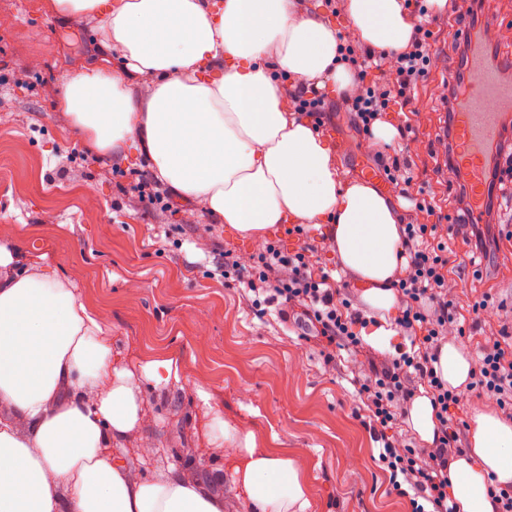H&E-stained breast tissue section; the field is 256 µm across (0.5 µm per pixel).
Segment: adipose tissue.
Masks as SVG:
<instances>
[{
  "instance_id": "ef3b65f1",
  "label": "adipose tissue",
  "mask_w": 512,
  "mask_h": 512,
  "mask_svg": "<svg viewBox=\"0 0 512 512\" xmlns=\"http://www.w3.org/2000/svg\"><path fill=\"white\" fill-rule=\"evenodd\" d=\"M46 12L95 15L105 55L73 70L55 106L98 151L126 142L189 207L254 241L277 225L328 224L341 267L380 325L364 340L391 348L397 305L390 280L401 218L374 186L349 178L307 122L288 117L279 74L348 92L345 40L391 52L409 44L404 0H345L348 39L298 13L295 0H45ZM143 80L133 99L112 55ZM105 320L78 303L72 280L21 262L0 244V512H224L206 482L131 474L112 448L144 418L142 391L179 382L181 360L144 359L133 377L112 358ZM465 388L474 364L448 340L435 365ZM466 450L448 465L460 512H496L491 486H512V423L474 409ZM211 440L231 446L232 486L250 512H309L297 456L259 449L254 433L215 417Z\"/></svg>"
}]
</instances>
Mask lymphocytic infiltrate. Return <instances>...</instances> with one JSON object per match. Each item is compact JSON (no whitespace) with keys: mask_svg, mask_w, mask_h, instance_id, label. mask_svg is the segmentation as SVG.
Wrapping results in <instances>:
<instances>
[{"mask_svg":"<svg viewBox=\"0 0 512 512\" xmlns=\"http://www.w3.org/2000/svg\"><path fill=\"white\" fill-rule=\"evenodd\" d=\"M450 21L467 24L475 41L457 43L455 53L467 62L474 48L488 49L493 38L479 18L484 0H447ZM413 20L407 48L396 54L372 47L346 45L343 61L361 79L360 91L346 97L343 105L362 136H370L376 122L386 121L394 107H407L434 65L431 43L434 32L427 18L425 0H406ZM392 65L393 79L366 82L368 70ZM402 226L400 255L406 265L398 266L392 286L397 294L395 327L410 340L384 363L368 360L351 380L368 413V428L381 441L378 463L389 474L392 493L408 499L412 512H457L448 501V461L462 454L459 433L448 423L451 408L464 399L477 397L483 406L512 420V343L505 332L485 336L469 388H449L434 364L440 346L448 341V327L456 321V302L448 295V245L437 238V215L429 195L418 192ZM313 245L285 251L280 244L267 243L254 265L241 267L231 252H224L217 266L224 278L236 277L246 285L252 307L274 306L283 320L297 318L307 325L306 339L350 353L363 351L359 334L368 320L349 288L337 285L310 261ZM430 396L439 434L430 448L399 445L388 432L408 416L410 403L419 392Z\"/></svg>","mask_w":512,"mask_h":512,"instance_id":"1","label":"lymphocytic infiltrate"}]
</instances>
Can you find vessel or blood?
I'll return each instance as SVG.
<instances>
[{
  "mask_svg": "<svg viewBox=\"0 0 512 512\" xmlns=\"http://www.w3.org/2000/svg\"><path fill=\"white\" fill-rule=\"evenodd\" d=\"M502 60L477 53L468 66L462 104L455 114L454 136L458 149L455 163L470 177V222H478L483 212L485 167L503 111H512V84L500 79Z\"/></svg>",
  "mask_w": 512,
  "mask_h": 512,
  "instance_id": "obj_1",
  "label": "vessel or blood"
}]
</instances>
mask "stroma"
<instances>
[{
  "instance_id": "stroma-1",
  "label": "stroma",
  "mask_w": 512,
  "mask_h": 512,
  "mask_svg": "<svg viewBox=\"0 0 512 512\" xmlns=\"http://www.w3.org/2000/svg\"><path fill=\"white\" fill-rule=\"evenodd\" d=\"M43 0H0V244L19 245L26 264H48L72 278L77 297L104 313L112 357L136 368L150 354H177L180 382L144 391L145 417L118 446L122 460L137 458V474L163 478L176 470L217 481L224 512H247L231 482L227 456L209 442L214 415L255 432L265 449L297 454L309 488V512H411L408 499L390 493L371 437L348 381L358 359L340 352L327 361L321 345L283 324L274 308L257 311L244 284L216 274V256L204 245L232 250L247 265L259 243L205 213L173 217L131 208L127 200L149 170L134 151L111 153L101 167L97 151L74 131L53 94L78 66L97 63L104 35L97 20L46 13ZM435 66L422 83L411 114L391 113L392 124L419 130L405 154L414 189L429 191L441 213H451L444 154L438 153L448 109L441 100L455 66L454 28L446 14L431 18ZM328 140L350 178L373 166L363 138L335 93L325 95ZM448 283L460 322L472 331L462 343L477 358L481 326L497 328L512 310V241L489 258L452 226ZM488 306L473 312L475 301Z\"/></svg>"
}]
</instances>
